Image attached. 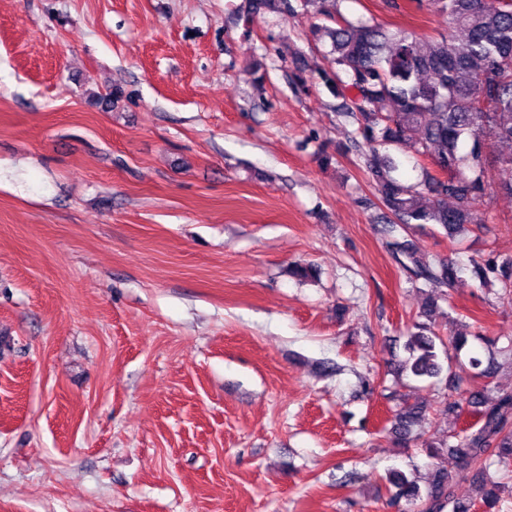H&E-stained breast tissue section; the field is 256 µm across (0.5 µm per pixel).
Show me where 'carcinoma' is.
I'll list each match as a JSON object with an SVG mask.
<instances>
[{"instance_id": "1", "label": "carcinoma", "mask_w": 512, "mask_h": 512, "mask_svg": "<svg viewBox=\"0 0 512 512\" xmlns=\"http://www.w3.org/2000/svg\"><path fill=\"white\" fill-rule=\"evenodd\" d=\"M288 16L297 8L318 5L317 14L336 22L315 33L331 41L329 66L319 77L330 87L345 76L349 94L341 116L354 126L352 144L367 147L362 153L376 193L386 214L389 232L440 226L448 239L470 224L485 223L483 206L494 192L512 195V155L491 158L493 143H512V0H417L448 15V34L423 45L401 28L395 30L374 19L353 24L336 20L332 0H256ZM379 145H406L415 158L427 160L448 173V178L424 171L421 181L404 183L393 175V159ZM398 263L434 288L450 286L455 265L441 260L420 262L416 251L400 249ZM471 272L482 288L499 287L496 294L512 297V259L471 260ZM404 344L407 357L402 372L418 378H437L444 352L462 350L472 332H455L448 340L424 323H415ZM468 412L476 421L466 430L448 432L430 441L434 455L446 448L457 459L458 470L471 474L481 490L479 501H460L450 487L453 474L439 468L424 488L402 473L393 474L388 506L410 512H495L506 483L487 480L491 459L512 458V393L492 396L476 386L448 402V413L458 418ZM419 410L406 406L395 414L390 433L407 445Z\"/></svg>"}]
</instances>
